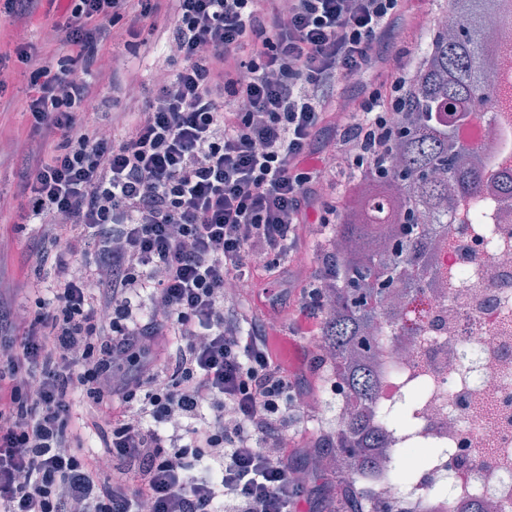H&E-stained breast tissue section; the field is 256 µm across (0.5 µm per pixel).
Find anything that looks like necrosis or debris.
Segmentation results:
<instances>
[{
  "label": "necrosis or debris",
  "mask_w": 512,
  "mask_h": 512,
  "mask_svg": "<svg viewBox=\"0 0 512 512\" xmlns=\"http://www.w3.org/2000/svg\"><path fill=\"white\" fill-rule=\"evenodd\" d=\"M484 142L480 219L470 196L448 214V241L433 256L438 278L405 287L372 359L378 405L415 402V425L385 432L378 462L361 477L383 512H512V122ZM433 449L412 486L392 480L396 449Z\"/></svg>",
  "instance_id": "4bbe7bcc"
}]
</instances>
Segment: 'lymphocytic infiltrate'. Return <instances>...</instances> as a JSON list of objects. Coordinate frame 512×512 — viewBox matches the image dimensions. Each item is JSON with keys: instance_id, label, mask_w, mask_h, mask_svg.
Here are the masks:
<instances>
[{"instance_id": "f902f5d3", "label": "lymphocytic infiltrate", "mask_w": 512, "mask_h": 512, "mask_svg": "<svg viewBox=\"0 0 512 512\" xmlns=\"http://www.w3.org/2000/svg\"><path fill=\"white\" fill-rule=\"evenodd\" d=\"M135 2L53 16L90 66L122 20L164 29L181 58L110 125L82 116L96 76L13 47L55 143L21 160L25 247L53 279L33 278L34 308L0 303V512H294L292 456L326 442L286 429L301 378L278 343L321 335L323 277L282 323L224 285L303 249L321 187L304 162L324 131L358 171L386 157L408 78L366 80L393 66L378 45L411 26L412 0ZM352 79L361 92L338 96Z\"/></svg>"}]
</instances>
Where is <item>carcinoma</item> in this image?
I'll return each instance as SVG.
<instances>
[{"label": "carcinoma", "mask_w": 512, "mask_h": 512, "mask_svg": "<svg viewBox=\"0 0 512 512\" xmlns=\"http://www.w3.org/2000/svg\"><path fill=\"white\" fill-rule=\"evenodd\" d=\"M501 0H448L447 11L460 23L450 35L432 36L420 57L402 106L408 119L391 141L388 165L377 178L358 177V206L335 225V271L324 282L328 297L324 334L335 367L347 383L348 419L333 447L350 463L367 469L379 437L367 432L374 416L389 426L410 425L409 408L378 407L377 381L367 362L376 341L375 320L391 302L394 288L422 280L428 253L448 235V212L460 195L478 194L481 159L460 142L458 123L476 108L501 116L489 106L481 20ZM433 450L410 446L398 450L391 478L409 483L414 470L408 457L430 462Z\"/></svg>", "instance_id": "cac0c4a2"}]
</instances>
